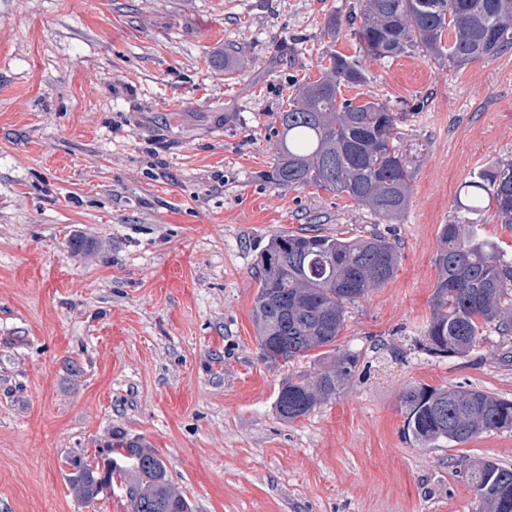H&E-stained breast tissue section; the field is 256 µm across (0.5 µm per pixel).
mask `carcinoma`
<instances>
[{
	"instance_id": "obj_1",
	"label": "carcinoma",
	"mask_w": 512,
	"mask_h": 512,
	"mask_svg": "<svg viewBox=\"0 0 512 512\" xmlns=\"http://www.w3.org/2000/svg\"><path fill=\"white\" fill-rule=\"evenodd\" d=\"M373 59L420 49L461 68L512 49V0H362L360 18L345 22ZM332 16L328 31L341 29ZM493 32V42L485 41ZM367 80L362 64L334 52L314 81L295 90L287 106L270 114L277 138L273 185H314L345 195L390 223L407 209L420 149L394 144L395 117L379 103L342 97L341 88ZM512 224V163L493 165L466 182L456 215L440 227L433 258L438 276L432 317L422 344L434 354L466 357L489 327L512 334V255L476 234L478 219ZM399 255L381 236L338 237L317 229L274 235L255 270L252 307L260 348L278 365L319 358L314 375L296 374L279 387L275 409L293 422L332 399L351 378L357 356L340 350L349 305L395 276ZM408 435L421 445L465 443L477 435L512 428V401L473 389L414 386L402 395ZM71 486L91 502L119 484L132 512H191L150 448L122 437L107 445L104 465L77 456ZM458 476L472 489L477 512H512V467L491 460L461 462Z\"/></svg>"
}]
</instances>
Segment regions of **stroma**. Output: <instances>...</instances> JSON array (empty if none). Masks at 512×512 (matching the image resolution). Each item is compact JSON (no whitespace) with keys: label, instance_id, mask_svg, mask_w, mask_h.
Listing matches in <instances>:
<instances>
[{"label":"stroma","instance_id":"1","mask_svg":"<svg viewBox=\"0 0 512 512\" xmlns=\"http://www.w3.org/2000/svg\"><path fill=\"white\" fill-rule=\"evenodd\" d=\"M360 0H0V512H131L79 499L65 460L113 437L162 458L193 512H474L458 461L512 467V429L417 445L403 392L512 400V336L466 357L420 339L439 227L461 186L512 163V50L456 69L415 51L344 89L422 144L409 207L378 223L314 186L281 189L269 113L337 51ZM235 50L236 65L224 68ZM376 234L395 277L349 306L358 358L336 397L280 420L282 380L252 323L270 238Z\"/></svg>","mask_w":512,"mask_h":512}]
</instances>
